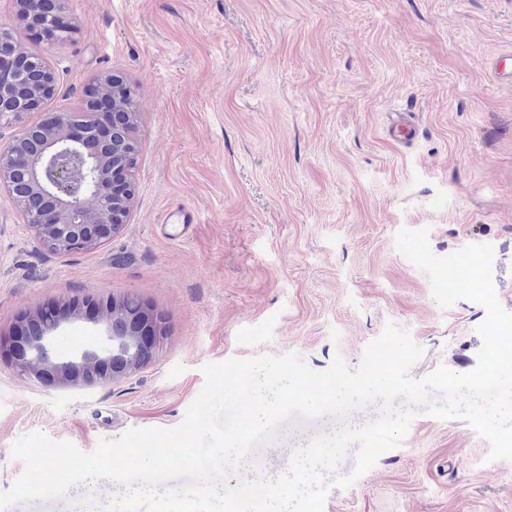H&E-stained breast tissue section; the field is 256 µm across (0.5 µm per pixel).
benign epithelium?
I'll use <instances>...</instances> for the list:
<instances>
[{"mask_svg":"<svg viewBox=\"0 0 512 512\" xmlns=\"http://www.w3.org/2000/svg\"><path fill=\"white\" fill-rule=\"evenodd\" d=\"M24 28L53 35L61 26L57 0H12ZM31 53L23 50L17 32L0 29V99H23V113L38 112L56 89L50 65L27 66ZM127 134L126 114L102 100L96 119L84 122L71 112H47L26 123L0 147V185L15 196L34 235L64 255L85 253L117 234L127 223L135 197L132 170L126 158L139 153V142L115 149ZM95 322L104 323L112 349L103 357L85 350L75 359L56 362L49 351L50 336L37 331L13 336L14 367L22 375H51L81 389L112 382L137 369L145 348L160 331V321L145 311L140 322L119 319L103 307Z\"/></svg>","mask_w":512,"mask_h":512,"instance_id":"7a95c632","label":"benign epithelium"}]
</instances>
